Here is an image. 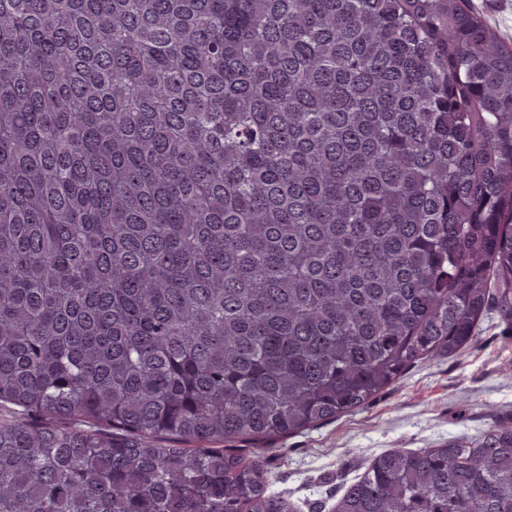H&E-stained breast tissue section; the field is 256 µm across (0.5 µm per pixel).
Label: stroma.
I'll use <instances>...</instances> for the list:
<instances>
[{
    "label": "stroma",
    "instance_id": "stroma-1",
    "mask_svg": "<svg viewBox=\"0 0 512 512\" xmlns=\"http://www.w3.org/2000/svg\"><path fill=\"white\" fill-rule=\"evenodd\" d=\"M512 425V330L489 310L475 340L456 356L427 358L365 406L273 443L242 440L262 457L270 491L295 512H334L368 464L392 448H435Z\"/></svg>",
    "mask_w": 512,
    "mask_h": 512
}]
</instances>
